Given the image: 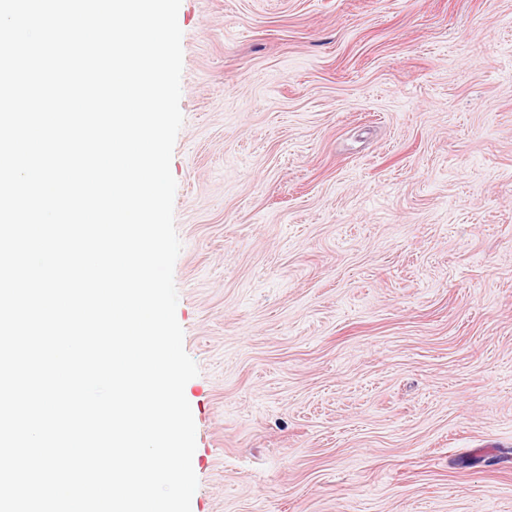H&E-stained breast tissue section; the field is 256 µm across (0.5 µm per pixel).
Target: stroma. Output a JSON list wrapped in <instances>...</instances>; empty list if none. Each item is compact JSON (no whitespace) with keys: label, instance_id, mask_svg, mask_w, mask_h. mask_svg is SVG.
I'll list each match as a JSON object with an SVG mask.
<instances>
[{"label":"stroma","instance_id":"1","mask_svg":"<svg viewBox=\"0 0 512 512\" xmlns=\"http://www.w3.org/2000/svg\"><path fill=\"white\" fill-rule=\"evenodd\" d=\"M191 512H512V0H181Z\"/></svg>","mask_w":512,"mask_h":512}]
</instances>
